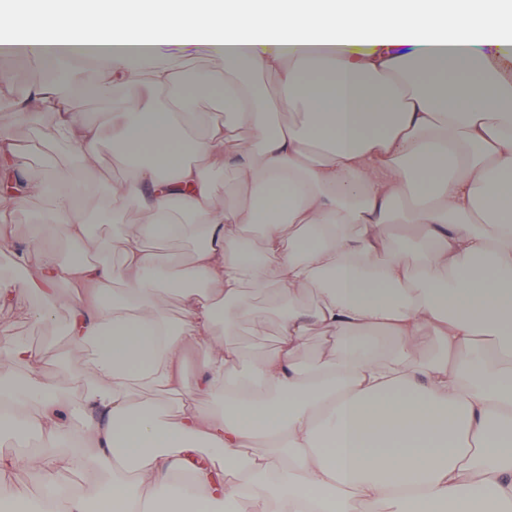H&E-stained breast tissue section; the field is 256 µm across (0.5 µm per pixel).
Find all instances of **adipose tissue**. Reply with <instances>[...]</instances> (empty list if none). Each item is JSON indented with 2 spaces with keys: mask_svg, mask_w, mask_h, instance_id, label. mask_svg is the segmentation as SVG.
<instances>
[{
  "mask_svg": "<svg viewBox=\"0 0 512 512\" xmlns=\"http://www.w3.org/2000/svg\"><path fill=\"white\" fill-rule=\"evenodd\" d=\"M381 42L414 45L410 68ZM0 45L39 66L21 97L0 70V105L23 122L52 110L72 148L54 180L0 196L3 221L55 194L45 222L72 247H25L26 277L1 278L0 303L35 293L45 320L67 288L69 355L88 372L50 379L45 350L0 349L25 370L0 374V437L43 441L0 454V479L42 477L39 512H512V81L487 77L485 53L512 45V0H26L0 13ZM86 55L106 70H63ZM172 56L223 58L208 79L223 118L168 99L183 84ZM83 95L119 104L88 120ZM107 125L127 174L106 206L145 216L116 271L89 259L90 221L58 192L96 165ZM389 224L420 232L394 246ZM186 235L188 262L147 248ZM272 309L275 350L244 359L236 336ZM315 332L323 352L297 369ZM73 383L81 428L59 410ZM78 473L95 480L70 487Z\"/></svg>",
  "mask_w": 512,
  "mask_h": 512,
  "instance_id": "adipose-tissue-1",
  "label": "adipose tissue"
}]
</instances>
